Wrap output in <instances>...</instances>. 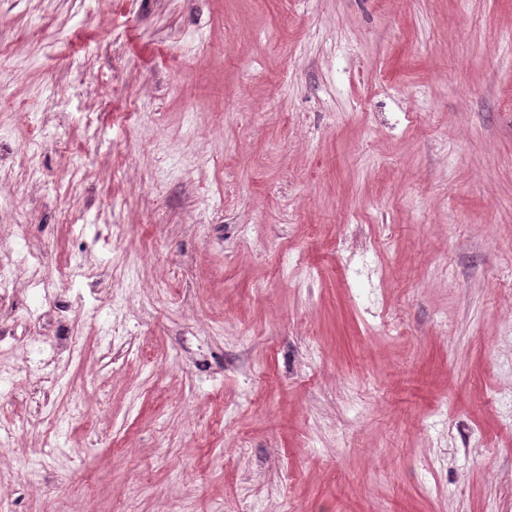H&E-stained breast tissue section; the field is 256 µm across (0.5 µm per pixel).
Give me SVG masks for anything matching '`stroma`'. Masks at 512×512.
Returning <instances> with one entry per match:
<instances>
[{
    "mask_svg": "<svg viewBox=\"0 0 512 512\" xmlns=\"http://www.w3.org/2000/svg\"><path fill=\"white\" fill-rule=\"evenodd\" d=\"M0 45V512H512V0Z\"/></svg>",
    "mask_w": 512,
    "mask_h": 512,
    "instance_id": "1",
    "label": "stroma"
}]
</instances>
